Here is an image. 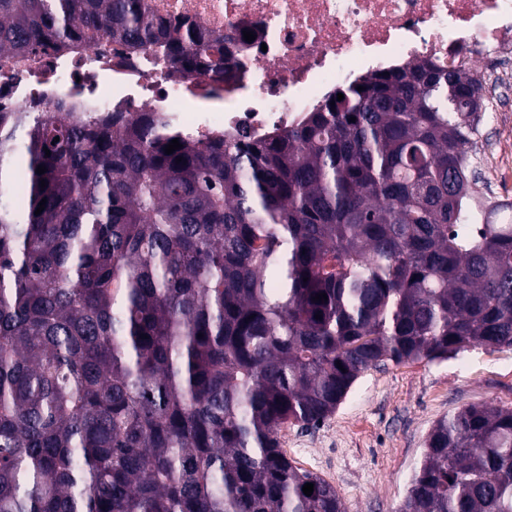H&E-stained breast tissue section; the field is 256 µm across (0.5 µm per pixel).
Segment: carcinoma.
<instances>
[{
  "instance_id": "1",
  "label": "carcinoma",
  "mask_w": 512,
  "mask_h": 512,
  "mask_svg": "<svg viewBox=\"0 0 512 512\" xmlns=\"http://www.w3.org/2000/svg\"><path fill=\"white\" fill-rule=\"evenodd\" d=\"M101 31L224 71V37L142 0H0V56ZM474 87L415 60L233 142L0 112V198L26 190L0 203V512H344L286 425L388 362L512 350V221L471 219L453 105ZM400 512H512V409L439 420Z\"/></svg>"
}]
</instances>
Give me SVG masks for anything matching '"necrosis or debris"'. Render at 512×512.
<instances>
[{
  "mask_svg": "<svg viewBox=\"0 0 512 512\" xmlns=\"http://www.w3.org/2000/svg\"><path fill=\"white\" fill-rule=\"evenodd\" d=\"M168 26L229 34L223 77L102 32L0 58V112L89 120L151 112L202 138L286 130L357 77L418 58L445 70L512 57V0H144ZM253 31L254 41L243 38Z\"/></svg>",
  "mask_w": 512,
  "mask_h": 512,
  "instance_id": "necrosis-or-debris-1",
  "label": "necrosis or debris"
}]
</instances>
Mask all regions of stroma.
I'll return each mask as SVG.
<instances>
[{
  "mask_svg": "<svg viewBox=\"0 0 512 512\" xmlns=\"http://www.w3.org/2000/svg\"><path fill=\"white\" fill-rule=\"evenodd\" d=\"M472 404L512 408V350L369 370L323 423L287 426L280 442L336 487L346 512H399L433 426Z\"/></svg>",
  "mask_w": 512,
  "mask_h": 512,
  "instance_id": "obj_1",
  "label": "stroma"
}]
</instances>
